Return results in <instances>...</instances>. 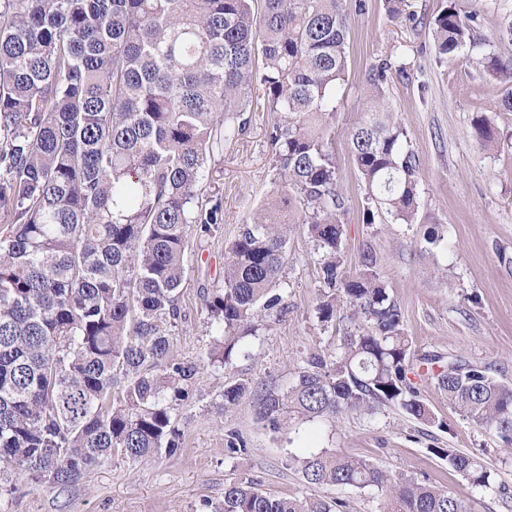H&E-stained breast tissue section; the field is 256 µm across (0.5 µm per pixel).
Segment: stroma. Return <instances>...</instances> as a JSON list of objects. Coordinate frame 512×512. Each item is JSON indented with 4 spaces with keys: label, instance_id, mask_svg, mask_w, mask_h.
<instances>
[{
    "label": "stroma",
    "instance_id": "obj_1",
    "mask_svg": "<svg viewBox=\"0 0 512 512\" xmlns=\"http://www.w3.org/2000/svg\"><path fill=\"white\" fill-rule=\"evenodd\" d=\"M443 4L407 0L396 14L387 0H343L351 23L348 81L337 94L332 141L345 200L344 263L355 267L363 252L373 253L374 270L401 310L411 341L409 378L432 422L416 421L394 404L371 415L320 418L278 435L259 420L267 390L286 386L309 353L337 352L345 333L355 329L347 318L326 327L315 317L317 255L303 224L288 232L286 314L263 330L250 356L223 370L208 365L211 329L200 297L222 282L227 248L273 187L269 133L275 116L255 112L202 182L207 193L222 197L224 223L190 239L181 293L185 317L175 335L179 356L194 362L200 376L179 408L185 427L180 452L137 464L112 458L65 487L22 481L0 495V512H201L203 501L223 499L225 484L240 479L282 496L341 497L346 512H378L377 491L306 484L286 464L289 453L305 448L425 479L464 497L471 512H512V449L455 412L423 369L424 358L459 356L512 385V111L500 106L512 86L489 76L477 51L452 64L436 61L432 22ZM458 6L478 12L484 35L512 23V0H458ZM386 55L402 68L390 80L386 99L421 174L419 207L410 224L381 215L364 223V187L350 154L351 131L370 95L366 71ZM480 118L488 122L494 149L480 143ZM236 379L250 381L252 389L236 406L221 409L220 392ZM231 431L247 441V455L225 457ZM438 446L478 456L493 475L492 489L472 486L434 455Z\"/></svg>",
    "mask_w": 512,
    "mask_h": 512
}]
</instances>
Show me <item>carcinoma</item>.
<instances>
[{
  "label": "carcinoma",
  "mask_w": 512,
  "mask_h": 512,
  "mask_svg": "<svg viewBox=\"0 0 512 512\" xmlns=\"http://www.w3.org/2000/svg\"><path fill=\"white\" fill-rule=\"evenodd\" d=\"M477 13L445 0L433 21L437 62L487 42ZM349 23L341 0H0V489L19 478L67 486L105 461L176 455L177 406L197 365L174 353L192 232L224 223L203 197L208 160L272 112L273 190L239 227L222 286L202 295L209 365L250 355L285 309L288 230L307 225L318 255V321L352 310L356 331L334 356L312 353L283 390L262 397L273 432L372 413L394 403L431 421L411 385L409 339L385 283L343 271L344 199L330 141L345 82ZM512 82V60L482 57ZM391 57L371 64L370 105L351 135L365 188L363 220L412 223L419 165L385 100ZM433 373L448 405L512 447V387L460 357ZM251 383L220 393L237 405ZM475 487L491 473L451 448ZM248 453L231 431L224 455ZM309 485L373 488L379 512H470L463 498L334 451L290 455ZM206 512H344L337 498L287 497L256 483L224 486Z\"/></svg>",
  "instance_id": "carcinoma-1"
}]
</instances>
